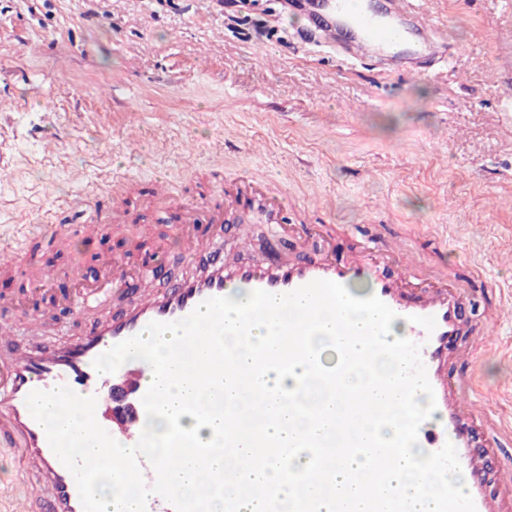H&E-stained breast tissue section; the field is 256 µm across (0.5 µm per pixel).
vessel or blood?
Segmentation results:
<instances>
[{"mask_svg": "<svg viewBox=\"0 0 512 512\" xmlns=\"http://www.w3.org/2000/svg\"><path fill=\"white\" fill-rule=\"evenodd\" d=\"M413 0H386L375 12L369 0H299L308 21L328 22L322 39L335 44L337 27L350 29L351 41L343 53L353 60L376 58L389 61L404 56L409 70H419L426 59H446L449 46L425 19L412 9ZM259 200H266L270 182L250 171L239 178ZM66 209L82 213L90 232L97 233L120 221L117 207L93 206L87 195H72ZM224 221L223 203L204 205L202 211H183L175 234L188 261H203L201 273L183 277L169 290L132 287L127 267L106 255L105 289L87 290L80 303L94 307L104 290L123 297L115 314L96 321L84 336L51 346L18 348L17 327L28 337L45 333L41 312L23 314L21 321H0V446L10 449L35 485L33 492H0V512H83L72 474L49 446L44 429L31 417L26 398L31 391L70 387L81 396L97 399V422L116 441L136 444L146 425L142 404L151 380L150 366L139 360L121 365L114 373L98 374L97 356L114 345L144 331L153 321L171 322L189 315L212 297H237L242 291L264 290L286 294L315 280H329L346 288L363 284L407 326L408 339L420 343L421 358L434 390L435 418L424 421L418 431V446L435 452L453 444L461 467V479L472 497L476 512H512V450L493 427L484 404L472 402L470 391L478 390L476 375L482 354L490 346L488 337L460 346L459 333L468 294L464 285L447 274L428 275L405 260L388 241H365L344 258L333 247L316 249L321 235L330 233L328 224H290L289 236L310 256L302 261L281 253L264 264H248L241 256L248 243L217 248L216 238L200 237L197 223Z\"/></svg>", "mask_w": 512, "mask_h": 512, "instance_id": "b4317fda", "label": "vessel or blood"}]
</instances>
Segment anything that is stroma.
<instances>
[{
	"mask_svg": "<svg viewBox=\"0 0 512 512\" xmlns=\"http://www.w3.org/2000/svg\"><path fill=\"white\" fill-rule=\"evenodd\" d=\"M416 6L451 44L420 74L345 60L280 0H0V160L14 164L0 174V227L49 228L0 265V294L27 312L47 299L48 339L78 338L86 320L64 300L104 283L103 255L140 286L169 287L145 262L163 255L183 276L178 205L257 170L289 223L347 226L341 257L368 238L400 241L467 286L462 338L512 345V321H490L512 292V0ZM160 176L175 186L164 210L149 200ZM80 191L138 222L85 232L63 208ZM233 215L249 260L306 258L267 210L242 202ZM479 377L491 421L512 423V402L492 400L512 358L487 353Z\"/></svg>",
	"mask_w": 512,
	"mask_h": 512,
	"instance_id": "1",
	"label": "stroma"
}]
</instances>
